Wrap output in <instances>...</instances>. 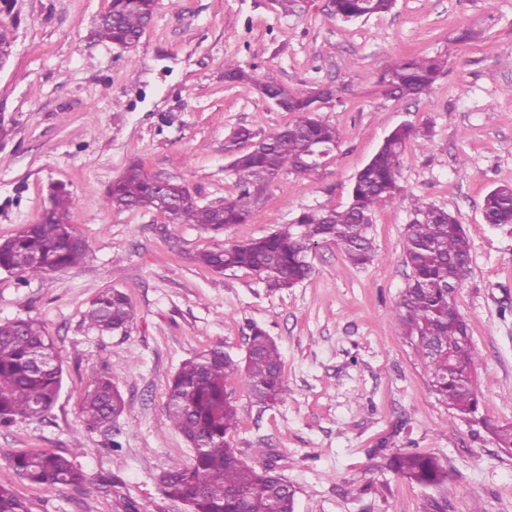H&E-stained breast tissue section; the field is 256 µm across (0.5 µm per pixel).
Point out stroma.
I'll return each mask as SVG.
<instances>
[{"instance_id": "stroma-1", "label": "stroma", "mask_w": 512, "mask_h": 512, "mask_svg": "<svg viewBox=\"0 0 512 512\" xmlns=\"http://www.w3.org/2000/svg\"><path fill=\"white\" fill-rule=\"evenodd\" d=\"M110 0H0L14 36L0 69V241L34 223L63 186L86 246L79 265L40 277L0 269V322L32 318L55 342L63 386L39 419L0 427V480L29 512H188L159 478L193 463L166 425L168 384L186 359L220 345L243 357L250 325L277 342L286 402L255 403L237 378L232 445L252 466L275 463L296 490L295 512H512V225L485 223L482 203L512 185V0H396L391 11L342 22L329 0H157L138 43L93 39ZM405 55L438 57L432 89L401 99L385 71ZM232 61L252 79L230 84ZM304 94L332 87L318 116L340 140L303 176L284 171L242 224L222 234L171 224L156 211L118 210L106 194L132 162L186 185L202 206L233 191V134L267 136L297 120L264 99L267 74ZM428 131L401 159L404 192L375 214V257L351 264L335 246L309 254V278L267 287L246 270L217 274L201 252L248 242L309 209L343 208L358 172L396 127ZM462 224L470 266L455 296L476 352L475 419L454 417L393 323L411 270L404 263L411 197ZM114 288L135 315L100 333L85 318ZM111 377L125 413L87 428L80 400L91 374ZM81 446L78 487L15 476L18 452L66 454ZM438 457L447 480L424 487L397 477L393 453Z\"/></svg>"}]
</instances>
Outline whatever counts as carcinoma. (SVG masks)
<instances>
[{"mask_svg":"<svg viewBox=\"0 0 512 512\" xmlns=\"http://www.w3.org/2000/svg\"><path fill=\"white\" fill-rule=\"evenodd\" d=\"M393 6L394 0H332V14L349 22L388 12ZM154 10L155 0H111L108 11L96 22V36L132 46ZM442 69L439 59L405 58L389 67L384 80L403 96L420 95L430 90ZM224 80L242 83L251 76L226 62ZM258 90L263 97L278 102L282 111L300 112L302 116L259 140L247 128L235 133L237 141L250 140L252 144L230 162L238 180L224 205L201 206L188 187L151 176L139 163L128 166L112 182L108 205L129 210L153 205L171 224H198L215 234L244 223L281 171H310L304 162L310 144L332 150L339 140L336 127L316 115V103L334 97L332 88H324L312 98L268 77ZM416 136L417 131L410 126L394 129L356 175L344 208L303 212L282 230L202 252L198 260L215 273L248 270L271 288H290L307 279L312 273L308 252L314 245H334L356 265L369 262L374 251L369 236L373 216L404 192L399 184L400 160ZM73 206V198L62 190L36 223L23 225L14 236L0 242V269L42 276L79 263L86 246L75 238L70 223ZM412 212L404 256L411 275L394 308V320L425 365L438 400L466 418L478 411L479 404L472 379L474 351L468 324L455 298L448 297V288L459 286L468 271L470 244L463 226L448 211L417 200ZM482 212L489 224H512V188L488 192ZM87 319L99 331L112 332L133 320V310L123 292L108 289L92 301ZM232 376L238 377L259 405L268 407L288 399L277 343L258 326L251 329L241 363L221 347L185 360L168 386L165 416L190 443L193 464L163 474V491L168 498L183 502L189 512H294V495L275 467L249 466L230 444L229 437L238 426L236 411L225 393V383ZM61 381L53 341L39 322H0L1 426L18 416H43L57 400ZM125 408L126 401L111 378L91 376L80 407L88 427L109 425ZM9 467L33 484L80 486L86 481L71 454L16 453L9 458ZM389 468L422 485L441 484L448 476L436 457L410 451L392 455ZM0 512H28L26 503L1 482Z\"/></svg>","mask_w":512,"mask_h":512,"instance_id":"carcinoma-1","label":"carcinoma"}]
</instances>
